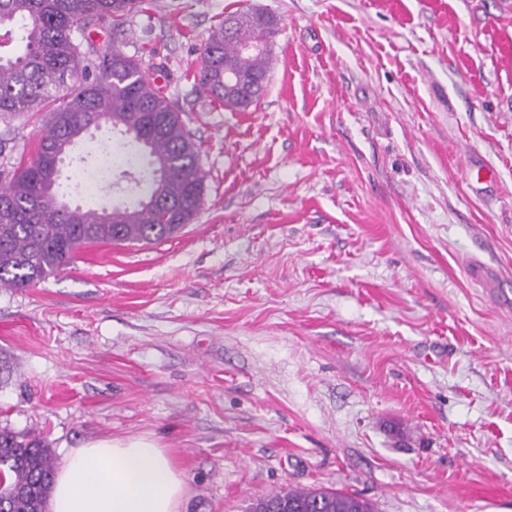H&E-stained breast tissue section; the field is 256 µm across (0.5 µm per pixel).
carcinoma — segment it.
<instances>
[{
  "label": "carcinoma",
  "instance_id": "1",
  "mask_svg": "<svg viewBox=\"0 0 512 512\" xmlns=\"http://www.w3.org/2000/svg\"><path fill=\"white\" fill-rule=\"evenodd\" d=\"M137 0H0V114L32 112L49 104L47 132L26 165L0 171V286L26 288L59 273L79 249L94 243L160 241L192 223L203 204L199 146L181 111L154 87L149 68L118 49L90 58L76 35L95 22L124 26ZM211 31L197 79L231 110L262 96L269 52L240 43L267 44L279 20L269 13L233 14ZM108 122L138 151L127 153L139 171L136 200L100 213L63 205L57 188L62 165L43 157L66 154L91 125ZM0 502L7 512H47L54 462L35 435L0 430ZM252 512H372L369 502L338 490H288L258 500Z\"/></svg>",
  "mask_w": 512,
  "mask_h": 512
}]
</instances>
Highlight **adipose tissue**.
<instances>
[{"label": "adipose tissue", "mask_w": 512, "mask_h": 512, "mask_svg": "<svg viewBox=\"0 0 512 512\" xmlns=\"http://www.w3.org/2000/svg\"><path fill=\"white\" fill-rule=\"evenodd\" d=\"M184 493L180 471L155 440L99 438L68 451L49 512H178Z\"/></svg>", "instance_id": "obj_1"}]
</instances>
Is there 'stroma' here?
I'll list each match as a JSON object with an SVG mask.
<instances>
[{"instance_id": "1", "label": "stroma", "mask_w": 512, "mask_h": 512, "mask_svg": "<svg viewBox=\"0 0 512 512\" xmlns=\"http://www.w3.org/2000/svg\"><path fill=\"white\" fill-rule=\"evenodd\" d=\"M276 15L260 100L204 90L226 14ZM80 40L142 60L199 146L204 204L159 242L82 248L0 287V428L145 437L181 512L282 489L374 512H512V0H138ZM46 115L0 118V167ZM111 125L62 202L131 199ZM81 170L99 181L87 191Z\"/></svg>"}]
</instances>
